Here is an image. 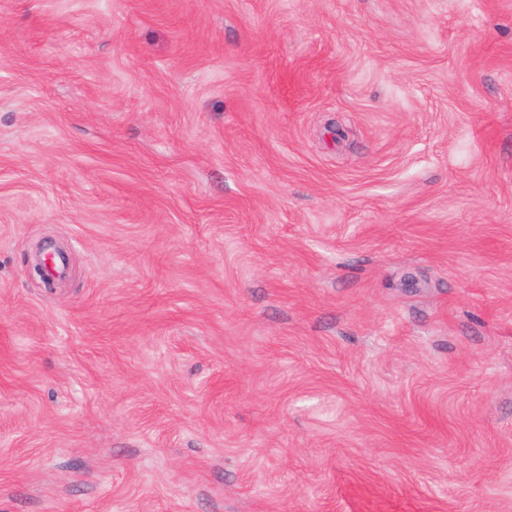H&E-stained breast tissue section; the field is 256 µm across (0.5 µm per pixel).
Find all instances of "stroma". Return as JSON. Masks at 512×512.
Listing matches in <instances>:
<instances>
[{
  "label": "stroma",
  "instance_id": "obj_1",
  "mask_svg": "<svg viewBox=\"0 0 512 512\" xmlns=\"http://www.w3.org/2000/svg\"><path fill=\"white\" fill-rule=\"evenodd\" d=\"M0 512H512V0H0Z\"/></svg>",
  "mask_w": 512,
  "mask_h": 512
}]
</instances>
